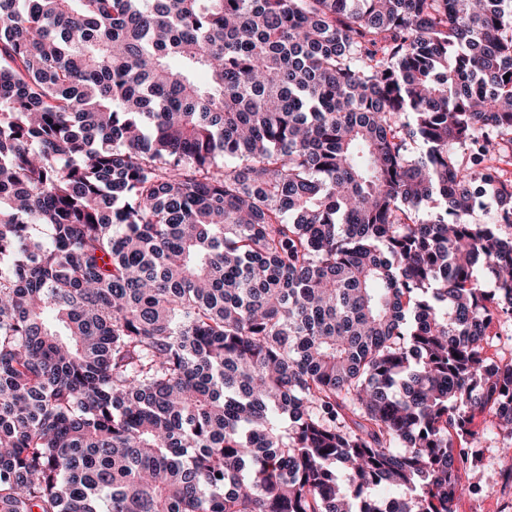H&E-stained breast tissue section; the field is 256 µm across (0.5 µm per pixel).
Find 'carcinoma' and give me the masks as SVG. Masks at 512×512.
Returning <instances> with one entry per match:
<instances>
[{"label": "carcinoma", "instance_id": "1", "mask_svg": "<svg viewBox=\"0 0 512 512\" xmlns=\"http://www.w3.org/2000/svg\"><path fill=\"white\" fill-rule=\"evenodd\" d=\"M508 155L512 0H0V512L511 488ZM494 331L501 336V343L488 348V356L497 361L502 359L504 362L512 359V322L502 323ZM474 429L478 430L483 437L484 449V463L489 467L491 461H496L501 448V440L498 437L496 431L492 427L491 417L489 416H478L474 420Z\"/></svg>", "mask_w": 512, "mask_h": 512}]
</instances>
